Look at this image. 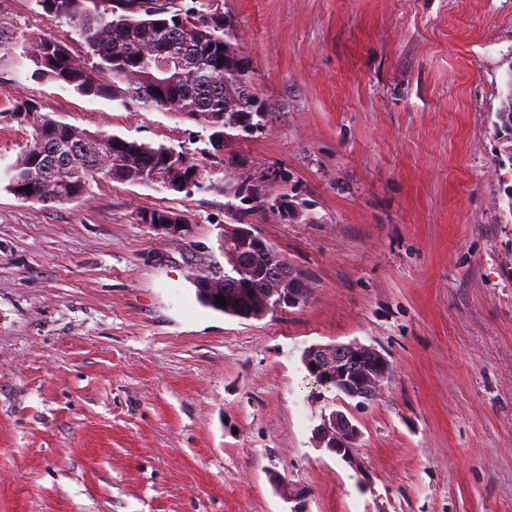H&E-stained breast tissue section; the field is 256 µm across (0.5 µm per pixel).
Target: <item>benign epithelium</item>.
Returning <instances> with one entry per match:
<instances>
[{
    "label": "benign epithelium",
    "mask_w": 512,
    "mask_h": 512,
    "mask_svg": "<svg viewBox=\"0 0 512 512\" xmlns=\"http://www.w3.org/2000/svg\"><path fill=\"white\" fill-rule=\"evenodd\" d=\"M232 242L241 250V256L234 269L228 271L226 282L229 284L236 282L235 275L242 276L253 270V265L245 260L249 255L247 249L262 247L261 237L244 227L238 228ZM258 274L263 276L264 286L254 289L246 301L244 311L249 319L265 317L274 306H299L310 296L303 276L295 274L288 262L278 255L269 257ZM302 359L310 372L326 374L338 394L360 404L376 397L390 368L381 352L356 342L312 345L304 350ZM360 435L358 426L344 412L336 410L321 415L320 423L314 428L316 447L327 449L357 470L361 469L362 462L355 455L354 448ZM274 483L280 487L287 501L295 503L290 512H307L305 499L290 492L285 478L276 475Z\"/></svg>",
    "instance_id": "7a95c632"
}]
</instances>
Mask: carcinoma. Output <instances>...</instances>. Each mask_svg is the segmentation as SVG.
Listing matches in <instances>:
<instances>
[{
  "label": "carcinoma",
  "instance_id": "obj_1",
  "mask_svg": "<svg viewBox=\"0 0 512 512\" xmlns=\"http://www.w3.org/2000/svg\"><path fill=\"white\" fill-rule=\"evenodd\" d=\"M196 3L185 9L180 0H35L44 14L79 36L81 53L47 35L29 55L34 74L124 107L171 110L201 123L210 131V144L222 146L230 131L255 114L253 70L225 32L220 0ZM229 99L236 101L231 110L224 107ZM14 112L22 122L31 120V132L25 149L5 170V189L23 201L67 203L84 198L101 180L162 186L198 172L185 149L91 132L31 103H18ZM497 119L499 127L512 130V80ZM140 220L178 224L184 217L160 210L145 212ZM221 255L224 262L199 264L191 279L201 304L234 316V301L258 281L247 275L227 287L225 266L232 259L224 251ZM218 295L226 305L216 304Z\"/></svg>",
  "mask_w": 512,
  "mask_h": 512
}]
</instances>
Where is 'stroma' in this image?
I'll use <instances>...</instances> for the list:
<instances>
[{
    "mask_svg": "<svg viewBox=\"0 0 512 512\" xmlns=\"http://www.w3.org/2000/svg\"><path fill=\"white\" fill-rule=\"evenodd\" d=\"M260 128L209 150L201 125L0 63V166L56 119L196 154L177 192L112 181L23 201L0 181V512H512V0H223ZM28 42L80 39L0 0ZM170 210L177 242L141 223ZM301 272L300 306L243 319L189 276L224 226ZM357 341L390 363L361 406L301 356ZM361 431L362 470L316 448ZM360 435L358 426L344 412L336 410L321 415L320 423L314 428L316 448H326L356 470L362 467L354 453Z\"/></svg>",
    "mask_w": 512,
    "mask_h": 512,
    "instance_id": "1",
    "label": "stroma"
}]
</instances>
